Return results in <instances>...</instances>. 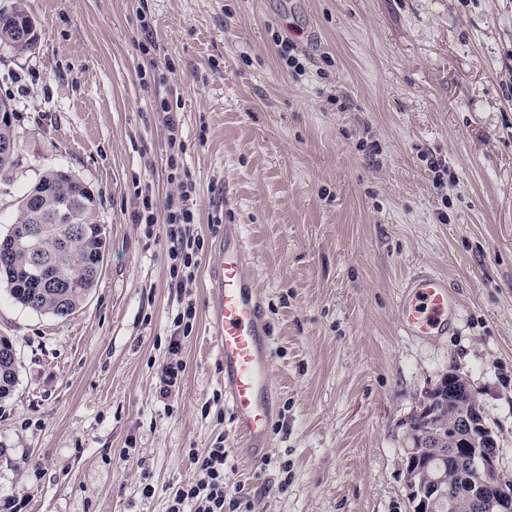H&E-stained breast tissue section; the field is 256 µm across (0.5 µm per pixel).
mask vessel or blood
I'll list each match as a JSON object with an SVG mask.
<instances>
[{
	"mask_svg": "<svg viewBox=\"0 0 512 512\" xmlns=\"http://www.w3.org/2000/svg\"><path fill=\"white\" fill-rule=\"evenodd\" d=\"M251 253L243 227L228 224L209 256L208 324L224 367V397L246 458L260 463L269 446L274 415L272 350L260 293L247 268ZM404 333L419 338L445 335L457 307L448 281L432 272L410 274L396 299Z\"/></svg>",
	"mask_w": 512,
	"mask_h": 512,
	"instance_id": "vessel-or-blood-1",
	"label": "vessel or blood"
}]
</instances>
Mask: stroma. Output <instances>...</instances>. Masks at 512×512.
<instances>
[{
    "label": "stroma",
    "instance_id": "obj_1",
    "mask_svg": "<svg viewBox=\"0 0 512 512\" xmlns=\"http://www.w3.org/2000/svg\"><path fill=\"white\" fill-rule=\"evenodd\" d=\"M37 41L0 44L21 148L0 177V232L47 170L96 195L100 278L61 318L0 290L18 358L0 403V512H167L189 450L223 443L224 487L251 512H412L403 423L454 368L512 474V0H26ZM154 46L142 53L144 30ZM305 71L282 69L274 37ZM213 250L242 225L273 336L267 462L249 464L223 398L206 271L185 371L157 376L177 313L160 228L136 192L175 190L166 115ZM448 167L436 180L429 159ZM417 269L461 305L448 335L405 336ZM153 493L144 496L142 488Z\"/></svg>",
    "mask_w": 512,
    "mask_h": 512
}]
</instances>
